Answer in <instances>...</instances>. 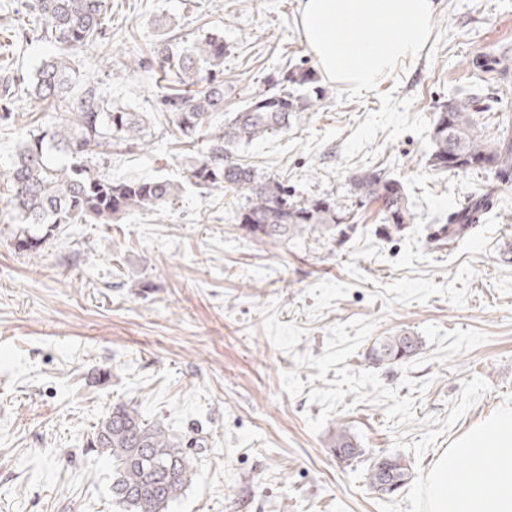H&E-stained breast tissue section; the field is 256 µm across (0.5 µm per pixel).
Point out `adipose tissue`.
Segmentation results:
<instances>
[{"instance_id":"1","label":"adipose tissue","mask_w":512,"mask_h":512,"mask_svg":"<svg viewBox=\"0 0 512 512\" xmlns=\"http://www.w3.org/2000/svg\"><path fill=\"white\" fill-rule=\"evenodd\" d=\"M437 10L438 0H299L297 28L324 78L371 91L425 50ZM423 493L426 512H512V408L441 454Z\"/></svg>"}]
</instances>
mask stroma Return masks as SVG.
I'll return each mask as SVG.
<instances>
[{
  "label": "stroma",
  "mask_w": 512,
  "mask_h": 512,
  "mask_svg": "<svg viewBox=\"0 0 512 512\" xmlns=\"http://www.w3.org/2000/svg\"><path fill=\"white\" fill-rule=\"evenodd\" d=\"M25 0H0V61L32 74L59 46L31 37ZM298 0H112L111 59L84 51V73L144 112L150 153L113 154V180L184 176L164 82L130 72L120 47L152 60L161 21L190 41L224 38L225 112L294 68L313 71L311 100L288 131L234 149L294 199H335L355 230L344 241L303 231L245 236L243 196L187 186L160 210L112 224H68L41 254L15 250L0 222V512H121L112 462L87 443L116 402L164 420L196 475L169 512H424L429 465L475 424L512 407V184L470 235L439 248L434 231L488 175L429 168L440 105L470 88L467 64L512 59V0H439L422 55L376 90L317 74L297 31ZM0 126V169L16 130L47 122L33 101ZM382 169L405 188L411 224L380 232L377 203L358 204L353 175ZM411 332L423 348L377 367L366 352ZM344 425L363 450L336 459ZM400 455L410 482L390 498L366 480Z\"/></svg>",
  "instance_id": "35a3bbf8"
}]
</instances>
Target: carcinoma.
Here are the masks:
<instances>
[{
  "label": "carcinoma",
  "mask_w": 512,
  "mask_h": 512,
  "mask_svg": "<svg viewBox=\"0 0 512 512\" xmlns=\"http://www.w3.org/2000/svg\"><path fill=\"white\" fill-rule=\"evenodd\" d=\"M30 32L59 44L64 52L43 60L27 81L6 70L0 75V99L8 104L31 98L50 113L45 125L22 129L9 168L4 207L14 247L36 254L65 224H110L133 210H154L173 202L185 184L209 191H232L248 204L235 217L239 230L259 240H286L307 228L340 229L344 215L328 197L288 198L279 181L259 176L250 166L229 156L233 144H249L286 131L311 104L284 92L277 83L250 95L244 107L231 113L224 125L209 120L224 111V98L235 87L224 84V37L206 34L179 47L161 34L154 58L159 70L175 75L162 104L169 124L182 143L191 147L186 183L161 178L114 181L100 166L114 152L149 146L147 117L103 96L81 71L74 52L103 47L111 0H29ZM509 59L482 65L478 79L504 77ZM491 106L476 92L451 98L434 121L427 162L441 172L468 171L492 175L498 184L512 182V125L483 133L477 116ZM360 203L380 205L383 229L391 234L410 223L412 215L404 187L381 169L364 171L351 181ZM493 205V191L472 196L452 212L448 224L436 231L437 241L453 240L476 228ZM420 337L410 332L385 336L368 351L369 363L393 365L420 353ZM90 447L112 459V500L123 512H167L192 483L191 459L162 420L148 422L127 402H116L98 422ZM330 448L341 461L362 456L360 444L343 425L336 426ZM388 470L396 489L411 478V466L399 455L373 461L367 480L373 492L388 497L381 487Z\"/></svg>",
  "instance_id": "cac0c4a2"
}]
</instances>
